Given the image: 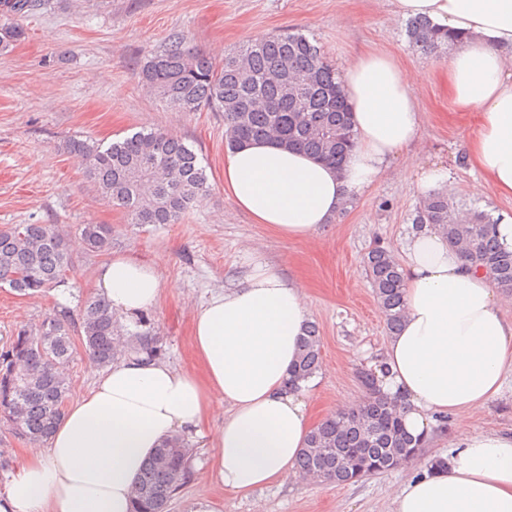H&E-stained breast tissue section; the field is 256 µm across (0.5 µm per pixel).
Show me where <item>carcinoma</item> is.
Here are the masks:
<instances>
[{"label":"carcinoma","instance_id":"1","mask_svg":"<svg viewBox=\"0 0 512 512\" xmlns=\"http://www.w3.org/2000/svg\"><path fill=\"white\" fill-rule=\"evenodd\" d=\"M35 0H7L12 17L0 19V49L24 37L14 17ZM412 46L426 55L448 49L449 35L422 17L405 23ZM141 79L151 94L181 112L224 113L228 148L277 137L340 167L355 143L348 98L316 40L286 31L250 40L217 62L183 34L168 38L144 62ZM69 148L83 155L85 176L102 200L125 213L130 224H176L207 195L206 168L194 148L161 129L134 132L107 145L73 139ZM414 224H429L449 244L463 250L497 287L512 292V251L499 243L487 214L460 215L443 192L420 200ZM88 249L112 244V226L85 224ZM72 261L57 224H15L0 230V288L37 296L65 285ZM364 271L383 312L388 333L403 317V278L399 263L386 248L364 257ZM95 365L112 364L121 326L101 296L87 298L75 314L57 311L32 328L17 332L0 353V418L15 435L46 440L64 414L69 394L66 365L74 335ZM136 349L161 354L159 338L135 336ZM321 338L314 324L305 328L299 359L287 383L306 381L320 368ZM367 397L359 406L330 414L318 423L298 459L308 477L344 484L370 472L407 464L421 447L402 424L397 402L381 392L373 373L361 374ZM192 451L180 437L165 441L143 467L133 494V512H168L191 476Z\"/></svg>","mask_w":512,"mask_h":512}]
</instances>
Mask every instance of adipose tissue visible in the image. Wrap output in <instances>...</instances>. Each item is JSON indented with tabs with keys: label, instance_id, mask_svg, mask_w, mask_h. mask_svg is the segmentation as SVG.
<instances>
[{
	"label": "adipose tissue",
	"instance_id": "obj_1",
	"mask_svg": "<svg viewBox=\"0 0 512 512\" xmlns=\"http://www.w3.org/2000/svg\"><path fill=\"white\" fill-rule=\"evenodd\" d=\"M403 18L422 16L461 34L448 63L453 104L477 110L464 155L473 198H512V0H392ZM355 145L341 168L276 141L227 152L224 190L254 223L279 236H312L362 195L423 124L418 80L386 51L343 67ZM405 316L388 336L380 387L402 404L405 431L426 438L438 415H459L447 465L426 468L398 490L394 512H512V434L481 433L462 413L500 393L512 373V319L492 280L430 226L412 230L400 256ZM159 261L118 254L96 281L114 313L134 316L162 296ZM310 318L302 285L253 259L246 272L200 303L192 348L201 372L132 355L97 372L70 400L46 443H32L4 489L0 512H130L144 465L174 435L207 434L225 490L248 494L296 475L313 428L305 385L285 386ZM224 422L206 423L216 404Z\"/></svg>",
	"mask_w": 512,
	"mask_h": 512
}]
</instances>
